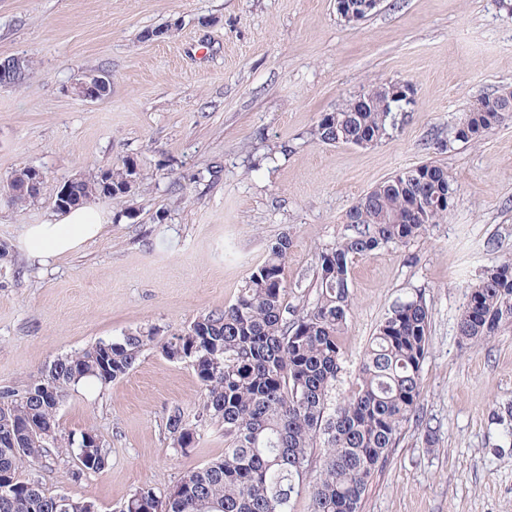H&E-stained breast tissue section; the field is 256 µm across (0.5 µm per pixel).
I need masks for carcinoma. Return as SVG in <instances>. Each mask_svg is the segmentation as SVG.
<instances>
[{
  "label": "carcinoma",
  "instance_id": "carcinoma-1",
  "mask_svg": "<svg viewBox=\"0 0 512 512\" xmlns=\"http://www.w3.org/2000/svg\"><path fill=\"white\" fill-rule=\"evenodd\" d=\"M395 83L378 82L362 92L369 107L354 99L322 114L315 139L325 145H374L396 126L390 96ZM512 121V91L478 98L460 120L463 141H475ZM28 168L11 175L16 192L8 205L25 207L34 198L21 192ZM140 178L132 160L72 187L79 207L100 198L128 195ZM457 196L448 170L433 163L398 173L361 196L346 213L349 234L316 258L319 294L306 313H290L283 270L291 239L268 247L235 301L222 313L197 316L184 332L161 343L168 360L190 366L201 384L197 422L180 407L167 417L173 445L192 447L198 423H224V457L190 471L159 501L149 491L127 499L119 512H287L310 472V448L322 443L324 459L312 490V512H359L367 483L400 430L416 412L420 372L429 340L430 312L421 300L394 307L379 324L355 371L356 390L339 404L330 395L342 371L338 342L350 306L349 268L356 256L403 245L447 217ZM512 329V258L484 271L470 287L459 316L460 339L478 345ZM158 335L139 329L99 340L55 359L22 389L0 388V512H84L95 503L46 493L19 473L39 465L52 445L34 428L60 435L57 415L67 390L106 386L127 375L141 351ZM80 473H100L109 458L92 429L63 445Z\"/></svg>",
  "mask_w": 512,
  "mask_h": 512
}]
</instances>
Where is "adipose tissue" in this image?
Segmentation results:
<instances>
[{"instance_id":"1","label":"adipose tissue","mask_w":512,"mask_h":512,"mask_svg":"<svg viewBox=\"0 0 512 512\" xmlns=\"http://www.w3.org/2000/svg\"><path fill=\"white\" fill-rule=\"evenodd\" d=\"M106 217L91 206H81L57 214L43 224L27 225L21 245L33 259L49 258L72 252L102 231Z\"/></svg>"}]
</instances>
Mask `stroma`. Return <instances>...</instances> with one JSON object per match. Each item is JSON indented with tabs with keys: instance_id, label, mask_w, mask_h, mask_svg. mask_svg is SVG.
I'll use <instances>...</instances> for the list:
<instances>
[{
	"instance_id": "1",
	"label": "stroma",
	"mask_w": 512,
	"mask_h": 512,
	"mask_svg": "<svg viewBox=\"0 0 512 512\" xmlns=\"http://www.w3.org/2000/svg\"><path fill=\"white\" fill-rule=\"evenodd\" d=\"M17 55L33 73L0 87V181L24 167L46 181L27 207L0 201V387H22L99 340L158 331L126 376L69 390L58 413L62 434L102 437L106 470L73 476L59 452L40 471L23 466V477L117 512L142 490L167 496L222 457L215 419L189 453L173 447L167 416L176 405L195 413L199 381L160 342L232 304L284 234L288 304L311 309L315 256L346 236L350 207L434 162L459 189L447 217L350 264L332 398L353 389L391 309L425 301L419 405L360 512H512V330L480 346L457 336L470 285L512 253V123L454 138L476 99L512 90V18L497 0H382L355 25L336 0H0V58ZM99 73L111 79L105 99L67 93ZM381 81L411 83L417 101L389 138L369 148L314 140L322 113ZM127 159L142 176L129 196L94 200L108 218L99 239L45 264L23 252L26 226L55 214L59 185Z\"/></svg>"
}]
</instances>
